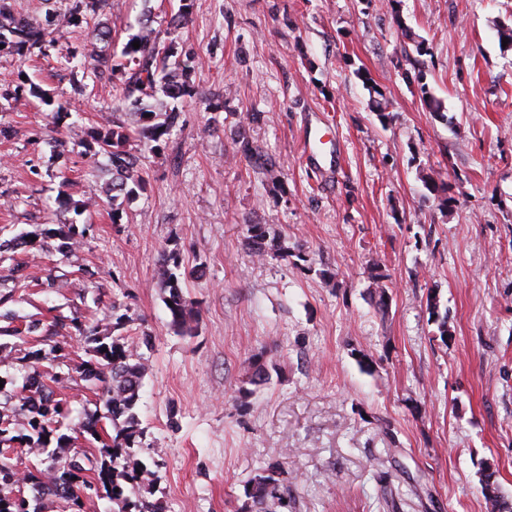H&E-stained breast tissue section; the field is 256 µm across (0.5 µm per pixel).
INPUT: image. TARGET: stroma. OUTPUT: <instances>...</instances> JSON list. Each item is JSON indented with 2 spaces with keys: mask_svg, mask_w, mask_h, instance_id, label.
Returning a JSON list of instances; mask_svg holds the SVG:
<instances>
[{
  "mask_svg": "<svg viewBox=\"0 0 512 512\" xmlns=\"http://www.w3.org/2000/svg\"><path fill=\"white\" fill-rule=\"evenodd\" d=\"M179 5L112 0L99 19L125 29L148 9L163 30ZM398 16L429 43L416 64ZM500 24L512 27V0H191L173 37L193 94L117 224L106 159L53 149L66 128L35 98L0 99V126L16 131L0 137V237L74 220L62 180L100 199L76 256L30 267L54 268L66 287L26 289L12 309L97 322L117 300L125 335H152L139 457L159 462L166 512H241L268 463L288 506L266 512H486L488 473L512 503V47ZM413 66L442 112L422 107L404 77ZM360 69L389 102L387 124ZM423 170L447 183L451 206L428 200ZM250 224L306 260H255ZM172 248L203 272L184 288L189 335L154 286ZM431 293L448 313L444 338ZM259 352L278 372L241 397Z\"/></svg>",
  "mask_w": 512,
  "mask_h": 512,
  "instance_id": "obj_1",
  "label": "stroma"
}]
</instances>
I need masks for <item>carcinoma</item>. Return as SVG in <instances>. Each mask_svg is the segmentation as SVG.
I'll return each instance as SVG.
<instances>
[{
  "instance_id": "carcinoma-1",
  "label": "carcinoma",
  "mask_w": 512,
  "mask_h": 512,
  "mask_svg": "<svg viewBox=\"0 0 512 512\" xmlns=\"http://www.w3.org/2000/svg\"><path fill=\"white\" fill-rule=\"evenodd\" d=\"M111 0H67L64 10L47 12V26H34L17 18L0 3V52L32 55V50L45 56L58 46L57 35L64 27H78L105 7ZM93 41L103 42V47L91 49L87 63L71 52L68 60L82 69V79L74 84V95H84L89 85L108 77L119 81V96L131 102L132 110L125 118H106L87 131L56 140V146L90 156L105 157L112 170L108 191L112 201L134 199L146 190V176L139 153L158 155L163 150L166 136L176 126L180 112L169 108L163 98L176 100L192 95L189 66L180 60L174 39L165 40L159 31L144 23L137 33L128 37L121 49L109 48L110 29L97 24L91 32ZM140 47L134 48L133 42ZM369 91L373 109L381 124H386L388 102L371 78L360 73ZM420 84L421 105L431 111L443 110V102L432 94L423 83L419 71L406 76ZM40 98L52 107L54 118L62 120L71 116L70 108L48 96L38 85L25 80L15 88L5 87L0 98L19 100L24 93ZM421 181L430 196L442 207L451 202L447 188L438 182L434 173L421 175ZM89 225L46 223L17 239L0 241V287H10L0 293V306L16 301L15 290L30 287L26 267L17 262L14 254L20 249H32L36 254L56 251L68 254L77 249L85 238ZM250 252L257 259L268 256L293 255L288 246L269 237L263 224L247 225ZM199 277V268H186L179 252L170 250L162 254L156 275V284L166 306L169 324L181 332L192 331L195 313L184 293L183 286ZM122 306L112 303L109 307L111 326L104 329L80 316L54 315L31 318L24 328L14 326L16 314L10 310L0 315L7 325L0 326V366L14 361L29 363L30 371L18 389L0 388V512H43V500L52 496L57 500L59 512H84L85 502L100 491L111 503L108 512H165L161 502H151L157 481L156 471L137 458L143 431L137 413L140 391L146 373L141 347L152 346L153 336L143 333L134 342L120 334L131 321V316L121 312ZM75 335L86 346L89 359L69 364L68 372L90 382L100 391L99 401L103 411H96L79 424V437L62 432L63 419L68 414L67 400L56 397L55 387L65 377L54 370L53 363L64 358L62 347L55 338ZM50 344L45 349L43 345ZM275 365L261 354L249 357L243 382L262 386L271 379ZM112 421V435L100 437L104 431L102 420ZM24 448L36 457L46 456L52 464L35 467L25 472L17 468L15 449ZM277 468L271 465L258 468L247 483L245 496L251 503L248 512L259 508L266 500H278L288 506V493L281 489L276 478ZM481 493L490 512H512V505L501 495L499 488L485 476Z\"/></svg>"
}]
</instances>
